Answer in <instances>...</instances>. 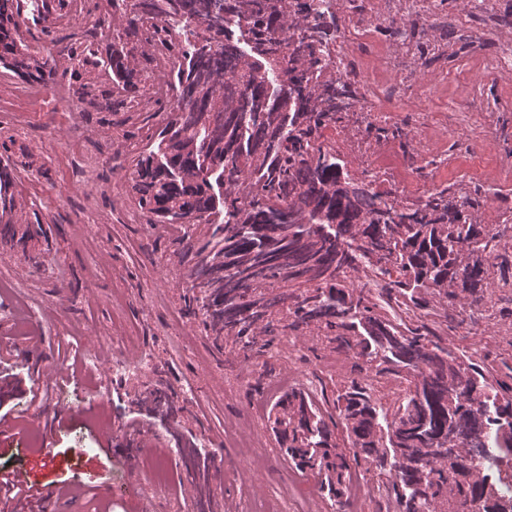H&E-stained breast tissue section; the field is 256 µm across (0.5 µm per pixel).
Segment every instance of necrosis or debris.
I'll list each match as a JSON object with an SVG mask.
<instances>
[{
    "mask_svg": "<svg viewBox=\"0 0 512 512\" xmlns=\"http://www.w3.org/2000/svg\"><path fill=\"white\" fill-rule=\"evenodd\" d=\"M319 5L325 14L336 18V40L329 53L333 71L360 101L365 122L395 123L409 102L427 95V88L415 79L416 72L435 68L448 54L444 24L430 20L434 0H377L375 7L365 11L358 9L353 0H319ZM398 15L408 21L402 41L389 46L386 52L372 54L374 31L388 27ZM487 29L497 47L486 51L481 42H473L479 71L484 78L511 85L512 31H503L493 17L488 19ZM375 68L394 74V81L375 83L371 77ZM325 137L334 144L347 142L351 152L369 157L366 175L377 189L390 185L392 174L398 170L427 177L439 170L441 158L434 151L420 152L418 159L403 163L394 152L348 141L343 128L327 130Z\"/></svg>",
    "mask_w": 512,
    "mask_h": 512,
    "instance_id": "4bbe7bcc",
    "label": "necrosis or debris"
}]
</instances>
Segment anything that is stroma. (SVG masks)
<instances>
[{"label":"stroma","instance_id":"stroma-1","mask_svg":"<svg viewBox=\"0 0 512 512\" xmlns=\"http://www.w3.org/2000/svg\"><path fill=\"white\" fill-rule=\"evenodd\" d=\"M98 10L74 15L56 28L52 55L57 78L50 87L55 99L48 112L0 109V162L9 164L22 186L16 198L18 229L41 224L35 239L0 243V275L14 283L12 294H0V327L12 324L16 301L26 303L33 345L13 341L0 348V474L25 471L35 484H81L80 497L56 498L50 512H196L197 487L181 463H174V482L167 488L147 486L132 459L141 435L156 446L177 449L186 440L212 460L207 494L213 512H238L245 493L286 500V512H302L295 497L304 488L319 512H336L316 480L282 454L266 418L255 417L268 382L293 379L323 389L334 399L340 383L353 376L351 358L339 355L316 334L287 336L250 361L228 346H216L203 326L184 311L187 264L176 250L168 225L146 223L129 193L130 150L144 123L161 126L163 115L145 117L121 106L110 110L106 92L112 87L98 70L72 74L69 47L94 39L106 46L109 31L98 27ZM483 82L488 102L512 89L483 80L469 58L468 47L452 40L447 59L424 71L426 98L412 102L398 122L412 143L446 151V168L435 185L482 187L489 202L483 223L496 221L490 201L512 202V181L500 179L512 164V109L502 113L500 134L484 138L477 112L454 111L459 93L457 74ZM91 93H84V85ZM429 112L433 124L419 126L417 115ZM139 324L146 350L137 368L121 373L111 358L92 361L94 341L111 346L125 324ZM451 345L469 342L474 357L498 360L512 354V317L499 314L478 319L471 335L439 329ZM64 362L76 373L68 401L85 409L84 417L55 427L52 464L42 465L23 434L34 425H50L45 402L49 386L38 394L30 387L37 365ZM109 386L112 441L96 433L92 391L99 378ZM193 382V394L182 386ZM161 386L177 392L183 407L176 431L152 418L138 405L145 389ZM260 435L270 452L252 456L228 435V429Z\"/></svg>","mask_w":512,"mask_h":512}]
</instances>
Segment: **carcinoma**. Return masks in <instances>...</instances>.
I'll use <instances>...</instances> for the list:
<instances>
[{"label": "carcinoma", "mask_w": 512, "mask_h": 512, "mask_svg": "<svg viewBox=\"0 0 512 512\" xmlns=\"http://www.w3.org/2000/svg\"><path fill=\"white\" fill-rule=\"evenodd\" d=\"M78 2L0 0V64L52 84L53 59L21 27L48 37ZM107 3L117 24L106 49L84 41L69 59L107 73L130 111L167 113L135 145L131 189L147 223L176 226L182 250H197L187 313L246 360L285 333L315 331L358 372L406 384L389 407L357 379L336 388L332 413L310 387L269 400L286 455L304 471L309 449H324L328 476L312 475L337 512L354 471L376 477L395 512H512L500 497L512 484V382L426 323L457 315L463 325L493 291L512 294V225L481 223L480 193L384 198L320 142L355 115L357 100L328 62L336 18L322 20L314 0ZM19 194L0 166V239L14 238ZM139 404L171 424L182 410L159 388ZM178 454L197 482V512H210L208 456L193 445Z\"/></svg>", "instance_id": "carcinoma-1"}]
</instances>
